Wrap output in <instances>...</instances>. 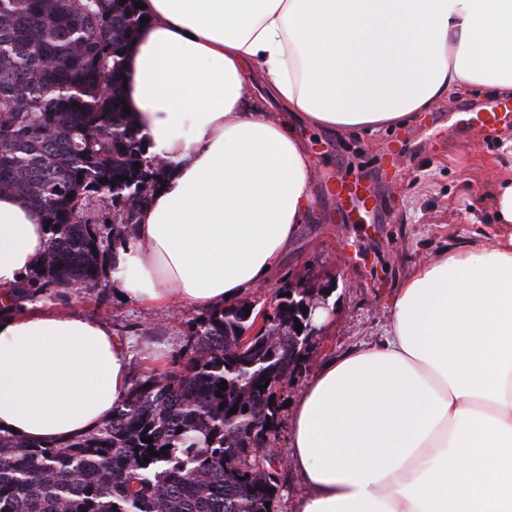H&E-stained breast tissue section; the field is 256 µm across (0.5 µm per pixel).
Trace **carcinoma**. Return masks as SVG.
Masks as SVG:
<instances>
[{
  "mask_svg": "<svg viewBox=\"0 0 512 512\" xmlns=\"http://www.w3.org/2000/svg\"><path fill=\"white\" fill-rule=\"evenodd\" d=\"M135 2L0 0V193L50 223L39 268L13 286L18 301L99 289L171 166L142 150L119 105L124 53L143 25ZM280 292L274 340L240 349L255 319L245 301L208 313L191 327L184 368L134 378L112 419L85 436L39 443L0 431V512H274L268 448L282 388L308 353L292 330L310 289Z\"/></svg>",
  "mask_w": 512,
  "mask_h": 512,
  "instance_id": "obj_1",
  "label": "carcinoma"
}]
</instances>
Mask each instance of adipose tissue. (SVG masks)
<instances>
[{
	"mask_svg": "<svg viewBox=\"0 0 512 512\" xmlns=\"http://www.w3.org/2000/svg\"><path fill=\"white\" fill-rule=\"evenodd\" d=\"M121 88L170 162L112 273L144 304L211 310L268 282L313 214L298 123L361 131L448 95L512 98V0H143ZM263 89L271 111L244 110ZM48 246L0 194V430L61 442L112 417L129 344L12 288ZM297 512H512V233L395 289L383 341L323 362L292 410Z\"/></svg>",
	"mask_w": 512,
	"mask_h": 512,
	"instance_id": "1",
	"label": "adipose tissue"
}]
</instances>
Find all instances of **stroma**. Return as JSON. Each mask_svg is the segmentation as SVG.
<instances>
[{"label": "stroma", "instance_id": "stroma-1", "mask_svg": "<svg viewBox=\"0 0 512 512\" xmlns=\"http://www.w3.org/2000/svg\"><path fill=\"white\" fill-rule=\"evenodd\" d=\"M488 103L470 92L443 100L408 125L342 132L299 125L313 172L314 213L300 225L269 282L245 292L268 305L286 285L324 288L332 309L301 369L285 384L274 449L287 454L290 406L327 359L382 341L390 323V299L407 273L443 250L493 243L501 227L489 194L512 178V124L488 138L473 136L464 119ZM398 152L399 181L381 184L371 221L353 223L330 191L338 177L374 174L387 149ZM40 302L107 323L129 341L133 374L182 368L190 327L201 309L143 306L121 300L111 285L88 293L46 289Z\"/></svg>", "mask_w": 512, "mask_h": 512}]
</instances>
